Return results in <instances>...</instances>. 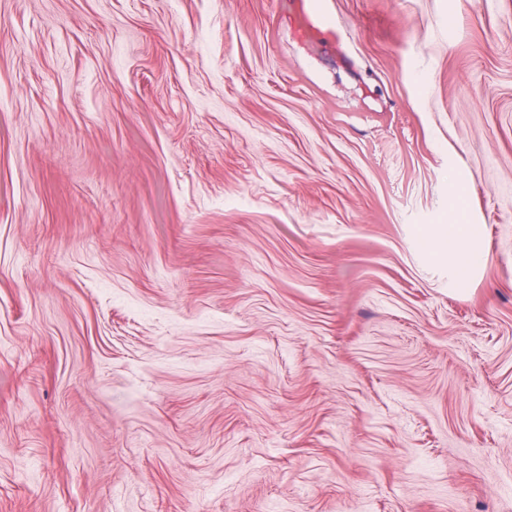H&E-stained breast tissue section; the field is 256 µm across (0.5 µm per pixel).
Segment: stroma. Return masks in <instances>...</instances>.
Returning <instances> with one entry per match:
<instances>
[{"mask_svg":"<svg viewBox=\"0 0 512 512\" xmlns=\"http://www.w3.org/2000/svg\"><path fill=\"white\" fill-rule=\"evenodd\" d=\"M0 512H512V0H0ZM478 234L479 229L474 224H448V236L431 241V247L435 252L448 250V265L456 272H465L481 257V252L474 243ZM463 240H467L464 247L461 246Z\"/></svg>","mask_w":512,"mask_h":512,"instance_id":"stroma-1","label":"stroma"}]
</instances>
